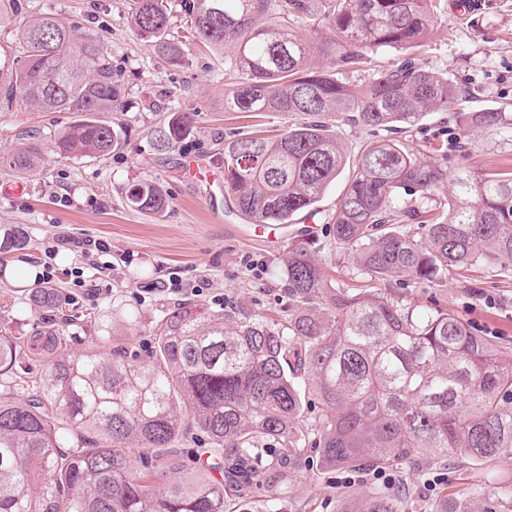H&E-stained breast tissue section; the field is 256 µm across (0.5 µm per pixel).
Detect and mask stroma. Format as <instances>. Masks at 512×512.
<instances>
[{
	"mask_svg": "<svg viewBox=\"0 0 512 512\" xmlns=\"http://www.w3.org/2000/svg\"><path fill=\"white\" fill-rule=\"evenodd\" d=\"M438 24L415 52L427 69L448 73L462 95L447 111L431 112L402 139L417 156H435L446 148L448 174L459 169L484 174L512 169V129L467 130L459 112L485 106L512 111V0H433ZM16 18L42 13L79 26L112 58L124 82L123 111L113 113L124 128V142L92 161L60 159L45 151L40 165L20 176L0 167V235L24 228L29 244L0 252V336L20 347L13 369L0 375V392L32 396L45 384L47 365L57 355L122 350L147 358L157 321L179 304L190 302L210 312L236 308L286 320L297 304L289 297L283 273L288 247L313 241L312 256L328 285L365 288L421 305L453 311L473 333L512 342V277L487 276L478 284L452 275L421 287L396 281L373 282L341 264L329 233L328 217L349 180L341 175L325 194L315 217L298 215L293 223L267 227L257 237L218 186L197 185L184 173L194 158L221 166L224 140L255 131L276 136L287 131L291 116L274 112H230L224 96L238 80L226 63L236 52L200 49L189 60L170 65L138 36L130 20V0H16ZM189 113L188 137L168 155H160L151 132L171 110ZM72 112H0V154L17 142L21 128L37 129L43 142L72 123ZM465 151H457L456 142ZM150 180L168 198L166 209L147 213L126 206L128 184ZM90 238L110 245V277L94 288L73 287L67 270L84 261L67 237ZM62 269L54 290L55 305L36 309L29 297L37 288L30 268H42L48 251ZM393 483L413 484L418 501L467 498L473 483L512 484V460L469 466L457 454L427 463L420 474L386 470ZM372 472L325 469L313 452L282 489L286 512H359L372 489Z\"/></svg>",
	"mask_w": 512,
	"mask_h": 512,
	"instance_id": "obj_1",
	"label": "stroma"
}]
</instances>
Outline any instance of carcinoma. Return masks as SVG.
I'll return each instance as SVG.
<instances>
[{
    "label": "carcinoma",
    "mask_w": 512,
    "mask_h": 512,
    "mask_svg": "<svg viewBox=\"0 0 512 512\" xmlns=\"http://www.w3.org/2000/svg\"><path fill=\"white\" fill-rule=\"evenodd\" d=\"M172 0H132L138 34L171 65L191 48H236L240 81L224 98L230 112H287L284 134L257 133L224 143V192L252 224H290L336 183L348 159L335 125L370 132L406 130L442 111L461 90L408 50L436 20L431 0H180L179 39L170 33ZM324 14L331 35L320 51L335 71L309 61L288 30ZM22 52L0 46V112H78L52 149L63 160L101 158L122 140L104 114L123 111L125 86L111 57L75 25L50 13L19 24ZM383 48L404 54L365 82L358 72ZM469 128L512 125V113H458ZM186 113L152 131L165 153L189 135ZM0 165L19 174L38 164L42 145L22 131ZM330 218L336 248L373 281L440 284L453 270L512 272V171L459 170L448 202L432 198L448 180L436 158H420L399 139L373 140ZM127 205L168 206L162 189L135 182ZM28 245L17 227L3 248ZM289 294L300 304L288 322L234 310L207 312L189 302L155 326L146 360L121 353L63 354L51 361L42 395L0 396V512H251L261 490L267 512L277 488L309 448L323 467H399L458 453L481 464L512 457V349L474 334L455 313L398 296L327 286L305 243L288 248ZM18 346L0 336V371ZM307 374L320 406L302 419ZM101 433L93 448L82 430ZM198 429L207 437L190 460L173 450ZM66 452H61V449ZM482 512H512V487L473 485ZM403 493L376 490L362 512H406Z\"/></svg>",
    "instance_id": "obj_1"
}]
</instances>
